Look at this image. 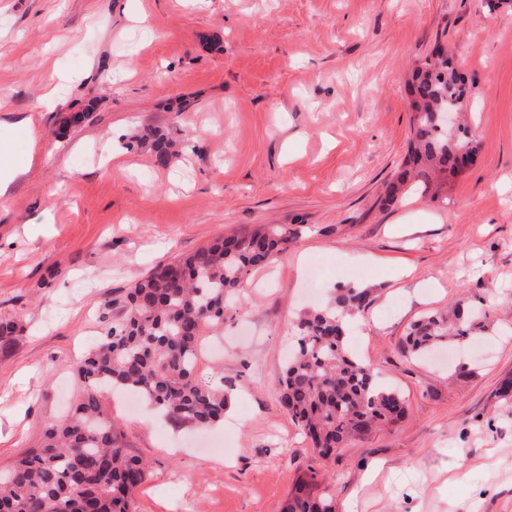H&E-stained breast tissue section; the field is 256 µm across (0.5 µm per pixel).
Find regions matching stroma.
Listing matches in <instances>:
<instances>
[{"instance_id":"stroma-1","label":"stroma","mask_w":512,"mask_h":512,"mask_svg":"<svg viewBox=\"0 0 512 512\" xmlns=\"http://www.w3.org/2000/svg\"><path fill=\"white\" fill-rule=\"evenodd\" d=\"M452 51L479 142L437 196L385 205L406 154L411 66ZM62 83L57 103L43 97ZM80 123H71L74 114ZM33 117L35 139L17 130ZM152 126L175 142L167 166ZM0 470L79 394L109 302L158 263L259 224L295 232L255 268L203 383L197 430L104 395L152 477L136 512H281L310 485L336 512H512V0H0ZM372 292L349 348L404 418L324 463L278 402L292 326L335 288ZM464 298L466 345L414 358L411 325ZM151 143L153 152L155 153L157 163L161 166H165L171 157V143L167 138V135L160 129L151 128L146 131L143 135H133L130 140L126 142V145L131 146L134 143L142 144L145 142Z\"/></svg>"}]
</instances>
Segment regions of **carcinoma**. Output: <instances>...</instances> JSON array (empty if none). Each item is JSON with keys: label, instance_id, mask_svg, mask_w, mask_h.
<instances>
[{"label": "carcinoma", "instance_id": "1", "mask_svg": "<svg viewBox=\"0 0 512 512\" xmlns=\"http://www.w3.org/2000/svg\"><path fill=\"white\" fill-rule=\"evenodd\" d=\"M413 111L403 170L390 185L395 203L406 184L427 186L432 177L457 175L460 159L474 158L478 140L464 113L465 79L452 55L439 49L413 71L407 85ZM150 142L157 163L171 143L151 128L126 142ZM293 233L258 225L215 238L193 254L157 265L112 303L122 315L74 365L81 393L69 414L43 424L36 445L0 470V512H134L133 495L150 475L149 464L129 454L120 425L102 409L110 390L142 396L175 424L209 428L224 420V388L195 376L202 337L224 325L231 302L255 267L283 254ZM371 303L365 289L341 286L322 306L302 313L296 345L286 359L279 402L331 460L348 441L374 426H392L405 414L403 396L383 387L374 369L348 348L350 318ZM476 313L459 299L430 313L407 334L410 353L459 345L478 327ZM23 326L0 319V350L15 344ZM283 512H336L330 495L297 488Z\"/></svg>", "mask_w": 512, "mask_h": 512}]
</instances>
